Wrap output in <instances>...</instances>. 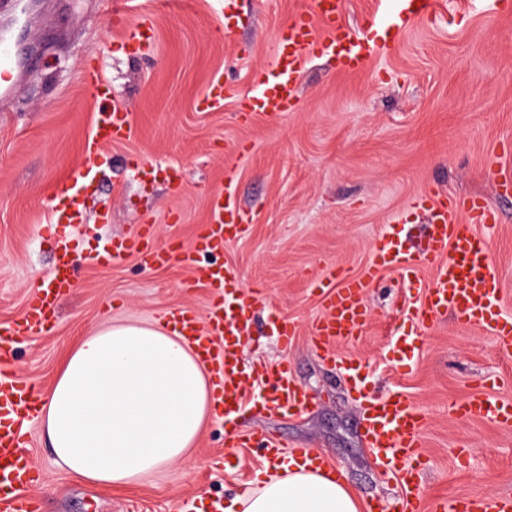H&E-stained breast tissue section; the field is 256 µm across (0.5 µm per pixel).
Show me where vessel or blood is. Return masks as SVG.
I'll return each mask as SVG.
<instances>
[{
    "label": "vessel or blood",
    "instance_id": "obj_1",
    "mask_svg": "<svg viewBox=\"0 0 512 512\" xmlns=\"http://www.w3.org/2000/svg\"><path fill=\"white\" fill-rule=\"evenodd\" d=\"M393 16L372 23L369 35H353L339 23L344 0H311L310 8L296 14L277 40L274 61L260 85L243 95L244 111L254 115L277 117L293 111L297 102L298 74L303 58L317 50L336 61L338 68L353 70L368 61L379 45L398 41L415 21L428 16L433 0H399ZM15 24L0 25V101L11 99L20 82L24 64L17 59L11 42ZM153 31L141 24L129 28L124 40L132 53L151 45ZM133 127L126 108L113 105L98 110L92 144L100 146L130 139ZM210 219L195 238L185 261H193L201 252H220L227 241L240 235L248 214L223 189H215L208 198ZM413 205L430 215L426 245L417 251L404 247L403 227L384 225L365 270L355 276L332 267L319 283L323 315L312 326L314 341L327 361H334L335 345L360 336L369 320L366 297L376 276L395 271L406 283L420 281L424 268L434 270V278L420 301L405 312L415 331L400 336L405 356H414L420 329L434 325L445 314H452L464 326L485 329L497 339L504 352L512 351V316L502 309L501 289L495 275L487 243L475 232L478 224H493L497 215L483 197L449 200L447 195L430 192L418 196ZM82 221L81 200L77 194H65L64 201L51 217L52 224L68 227ZM154 226L142 224L135 237L113 243L97 253L95 263H115L136 255L143 265L161 267L175 252L153 244ZM71 249L64 234L56 236L54 266L42 284L27 299L21 317L7 331L0 332V364L12 355L14 339L43 331L51 326L59 298L70 290L72 282ZM201 277L215 288L216 298L206 316L189 308L171 312L170 320L178 334L194 344L201 361L213 374L224 413L238 415L248 402L251 388L265 386L259 406L270 415H295L307 410L312 398L292 377L287 362L272 371L244 366L241 352L250 334L248 312L252 302L241 291L240 279L221 265H211ZM344 370L351 387L360 392L361 433L376 464L395 474L404 490V512H425L426 504L419 485V464L424 433V417L419 407L400 393L375 396L365 391L366 374L356 361ZM40 397L33 386L0 371V512H39V500L32 490L39 482L33 464L19 451L24 421L37 413ZM459 414L488 420L512 428V401L486 393L468 397L457 407ZM246 445L257 448L267 464L292 456L310 461L320 469L329 461L314 455L311 449L284 450L280 441L249 433ZM434 512H512V496L482 499L455 498L435 506Z\"/></svg>",
    "mask_w": 512,
    "mask_h": 512
}]
</instances>
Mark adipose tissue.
Masks as SVG:
<instances>
[{"label": "adipose tissue", "mask_w": 512, "mask_h": 512, "mask_svg": "<svg viewBox=\"0 0 512 512\" xmlns=\"http://www.w3.org/2000/svg\"><path fill=\"white\" fill-rule=\"evenodd\" d=\"M221 411L206 366L173 326L115 322L82 337L38 419L71 474L112 487L187 460ZM338 477L288 459L256 476L224 512H361Z\"/></svg>", "instance_id": "ef3b65f1"}]
</instances>
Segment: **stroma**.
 Wrapping results in <instances>:
<instances>
[{
	"instance_id": "stroma-1",
	"label": "stroma",
	"mask_w": 512,
	"mask_h": 512,
	"mask_svg": "<svg viewBox=\"0 0 512 512\" xmlns=\"http://www.w3.org/2000/svg\"><path fill=\"white\" fill-rule=\"evenodd\" d=\"M308 2L243 0L228 31L218 0H132L131 21L156 30L154 44L133 57L104 0H39L24 44L33 62L14 97L0 103V330L21 317L32 285L51 269L52 211L90 163L97 102L82 73L94 66L127 106L135 134L98 148L97 177L83 188L92 230L72 248L79 258L73 286L49 329L15 342L13 373L42 394L72 346L102 323L148 324L182 307L206 314L215 294L194 279L204 267L224 265L255 296L246 364L288 362L313 399L310 410L292 416L245 408L236 429L317 451L343 468L363 503L393 504L399 485L362 445L356 396L315 347L310 328L323 310L312 282L333 264L361 272L384 225L396 219L406 226L407 247L421 246L427 218L411 206L416 195H481L500 210L499 223L476 231L512 314V188L499 185L512 172V14L492 11L487 0H438L431 18L360 72H340L311 53L296 110L243 123L238 95L272 64L279 30ZM219 73L223 106L198 109ZM153 166L175 169L178 183L143 178L141 168ZM228 170L236 174L230 190L253 221L223 252L190 266L175 259L147 267L132 256L91 262L101 241L133 236L148 219L157 245L190 244L209 220V192L225 184ZM104 210L110 223L98 220ZM418 298L397 273H382L367 298L363 335L337 353L364 365L371 394L398 391L423 410L419 483L427 505L512 495V430L450 411L477 393L512 399V354L489 331L447 314L422 331L418 354L403 360L395 338L410 330L403 307ZM277 318L296 327L289 345L272 332ZM28 430L24 452L42 475V512H196L200 498L230 500L264 467L257 449H226V424L214 419L188 462L105 488L57 463L39 421Z\"/></svg>"
}]
</instances>
